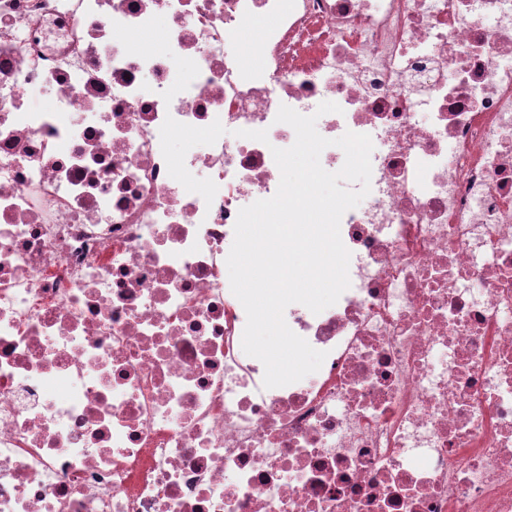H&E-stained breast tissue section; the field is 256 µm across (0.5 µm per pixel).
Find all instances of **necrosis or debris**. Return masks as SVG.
<instances>
[{"instance_id":"4bbe7bcc","label":"necrosis or debris","mask_w":512,"mask_h":512,"mask_svg":"<svg viewBox=\"0 0 512 512\" xmlns=\"http://www.w3.org/2000/svg\"><path fill=\"white\" fill-rule=\"evenodd\" d=\"M324 101L371 191L267 389L226 258ZM0 512H512V0H0Z\"/></svg>"}]
</instances>
